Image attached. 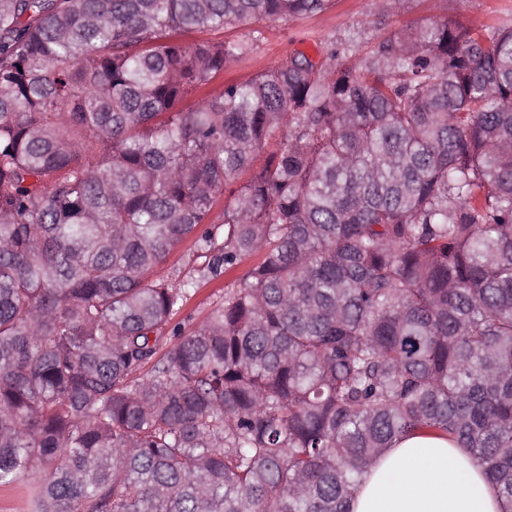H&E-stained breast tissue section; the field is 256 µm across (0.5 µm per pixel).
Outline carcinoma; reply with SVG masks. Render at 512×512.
Listing matches in <instances>:
<instances>
[{
	"mask_svg": "<svg viewBox=\"0 0 512 512\" xmlns=\"http://www.w3.org/2000/svg\"><path fill=\"white\" fill-rule=\"evenodd\" d=\"M331 2L0 0V486L36 512H351L416 433L512 512V27L379 0L364 56L190 102L251 46L184 34ZM189 239L256 261L186 332ZM37 483L34 476H21L10 487H0V512H32V496Z\"/></svg>",
	"mask_w": 512,
	"mask_h": 512,
	"instance_id": "cac0c4a2",
	"label": "carcinoma"
}]
</instances>
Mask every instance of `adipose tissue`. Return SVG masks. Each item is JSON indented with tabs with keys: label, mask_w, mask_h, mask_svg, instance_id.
I'll use <instances>...</instances> for the list:
<instances>
[{
	"label": "adipose tissue",
	"mask_w": 512,
	"mask_h": 512,
	"mask_svg": "<svg viewBox=\"0 0 512 512\" xmlns=\"http://www.w3.org/2000/svg\"><path fill=\"white\" fill-rule=\"evenodd\" d=\"M481 465L444 438L397 441L369 468L351 512H502Z\"/></svg>",
	"instance_id": "1"
}]
</instances>
